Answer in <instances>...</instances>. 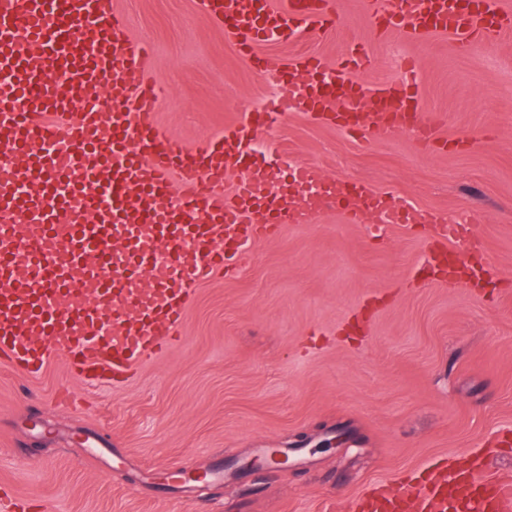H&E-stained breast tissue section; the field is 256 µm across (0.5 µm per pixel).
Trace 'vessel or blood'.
Returning a JSON list of instances; mask_svg holds the SVG:
<instances>
[{
  "mask_svg": "<svg viewBox=\"0 0 512 512\" xmlns=\"http://www.w3.org/2000/svg\"><path fill=\"white\" fill-rule=\"evenodd\" d=\"M257 72L262 41L313 36L339 17L325 0H200ZM371 22L415 40L430 32L461 47L512 28L500 0H362ZM150 46L130 33L113 0H0V360L28 376L52 357L80 380L124 382L174 340L193 286L227 269L247 240L311 224L338 206L353 223L384 208L394 224L419 212L364 184L326 182L314 202H283L276 170L256 164L255 131L279 114L243 115L223 134L174 144L158 125L160 89L147 68ZM372 64L351 44L334 72L340 96L323 92L321 58L283 65L294 107L338 129L372 137L406 132L437 139L438 115L422 111L413 83L365 88L347 70ZM104 89L111 112H75L73 99ZM238 173L232 194L227 171ZM31 187L19 196L18 183ZM354 512H512V476L471 467L450 478L433 469L378 485Z\"/></svg>",
  "mask_w": 512,
  "mask_h": 512,
  "instance_id": "1",
  "label": "vessel or blood"
}]
</instances>
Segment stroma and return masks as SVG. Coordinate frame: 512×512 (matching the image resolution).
Returning <instances> with one entry per match:
<instances>
[{
  "label": "stroma",
  "mask_w": 512,
  "mask_h": 512,
  "mask_svg": "<svg viewBox=\"0 0 512 512\" xmlns=\"http://www.w3.org/2000/svg\"><path fill=\"white\" fill-rule=\"evenodd\" d=\"M152 48L158 121L186 146L260 109L272 87L198 0H119ZM315 38L263 42L273 65L335 67L362 42L367 86L402 81L463 149L408 133L365 140L292 110L257 149L365 182L448 222L483 213L464 250L493 271L454 287L434 269L435 225L371 235L337 210L248 243L234 275L197 286L181 342L121 385L52 358L32 377L0 362V495L47 512H350L377 482L481 458L512 472V33L459 51L453 36L372 29L361 0ZM106 441L111 472L85 451ZM258 460L249 470L245 461ZM231 480L216 482V467Z\"/></svg>",
  "instance_id": "1"
}]
</instances>
